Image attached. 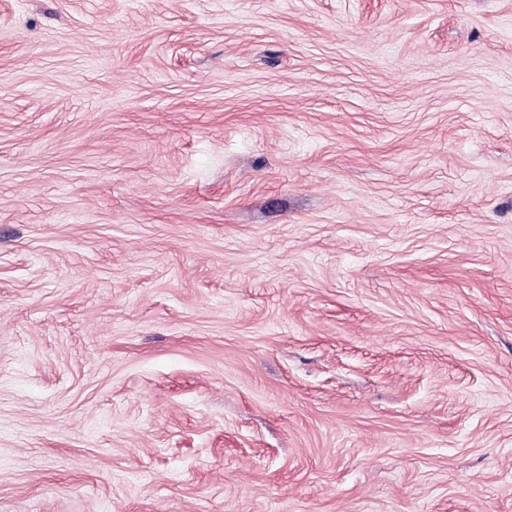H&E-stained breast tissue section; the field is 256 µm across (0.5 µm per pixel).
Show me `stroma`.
<instances>
[{
  "instance_id": "35a3bbf8",
  "label": "stroma",
  "mask_w": 512,
  "mask_h": 512,
  "mask_svg": "<svg viewBox=\"0 0 512 512\" xmlns=\"http://www.w3.org/2000/svg\"><path fill=\"white\" fill-rule=\"evenodd\" d=\"M0 512H512V0H0Z\"/></svg>"
}]
</instances>
